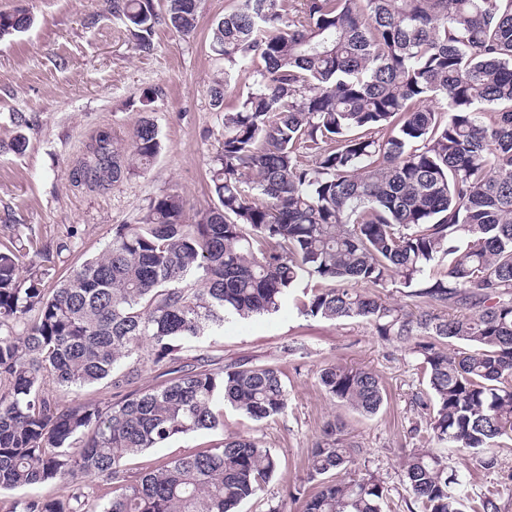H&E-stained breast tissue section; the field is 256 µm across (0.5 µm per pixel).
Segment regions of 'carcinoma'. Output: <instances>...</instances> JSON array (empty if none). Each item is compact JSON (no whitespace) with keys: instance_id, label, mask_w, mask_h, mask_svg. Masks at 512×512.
I'll list each match as a JSON object with an SVG mask.
<instances>
[{"instance_id":"obj_1","label":"carcinoma","mask_w":512,"mask_h":512,"mask_svg":"<svg viewBox=\"0 0 512 512\" xmlns=\"http://www.w3.org/2000/svg\"><path fill=\"white\" fill-rule=\"evenodd\" d=\"M238 0L211 29L224 83V138L210 166L217 203L189 217L177 193L57 280L23 238L0 244V494L7 512H239L280 468L248 437L165 462L132 479L124 460L223 425L222 401L255 420L281 415L278 368L210 369L180 352L230 319L279 310L304 280L309 316L363 318L377 335L415 341L430 398L429 429L488 468L512 442V0ZM200 0H112L135 49H154L160 21L189 36ZM31 24L16 12L0 41ZM256 80L223 105L235 75ZM158 127L142 119L127 151L94 137L74 178L104 189L149 168ZM402 278L415 311L358 286ZM454 343L460 348H451ZM164 380L130 391L147 364ZM110 380L116 402L61 405L48 386ZM320 383L362 416L385 399L367 369L329 365ZM333 420L308 456L301 512H382L388 490L344 477L359 449ZM112 486L106 501L84 479ZM402 482L422 512H500L497 494L471 501L459 474L428 448L405 457ZM53 483L52 499L20 491Z\"/></svg>"}]
</instances>
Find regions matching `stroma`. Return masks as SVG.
<instances>
[{
    "label": "stroma",
    "mask_w": 512,
    "mask_h": 512,
    "mask_svg": "<svg viewBox=\"0 0 512 512\" xmlns=\"http://www.w3.org/2000/svg\"><path fill=\"white\" fill-rule=\"evenodd\" d=\"M233 0H201L197 27L185 37L158 24L151 54L139 53L110 0H0V12L24 11L32 25L0 42V243L22 235L41 243L72 237L73 246L52 258L57 274L98 254L119 224L133 223L151 198L182 195L190 212L215 201L208 168L224 134V112L210 89L224 77V62L210 49L212 25ZM27 127H18L16 114ZM153 120L161 152L147 171L135 170L108 189L75 181L73 172L99 128L119 141L130 138L141 119ZM24 135V151L11 150ZM206 354L213 367L231 364L278 366L288 389L284 414L256 421L225 409L218 431H202L129 457L135 477L159 463L212 448L228 436L253 437L276 449L281 466L243 512H267L286 501V492L306 478L307 456L325 421L342 420L361 454L351 473L374 474L388 489L383 512H409L413 500L401 479L406 454L425 427L416 397L426 395L427 378L409 344L378 336L362 318L326 321L302 313L293 303L245 322H231L204 336L184 358ZM332 364L374 371L385 388L379 413L365 418L331 401L319 384ZM428 448L461 475L466 492L478 497L512 473V449L499 448L498 464L486 469L467 451L437 440Z\"/></svg>",
    "instance_id": "1"
}]
</instances>
